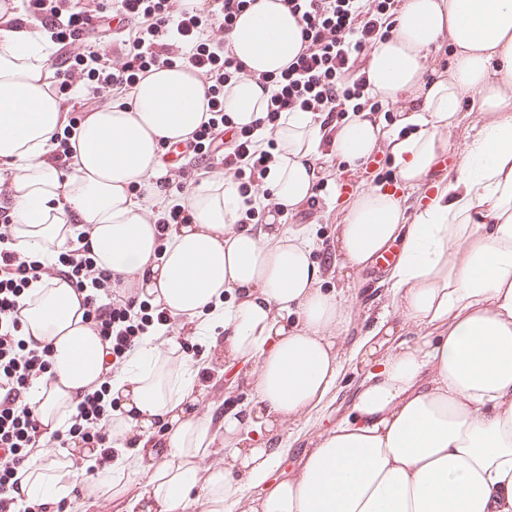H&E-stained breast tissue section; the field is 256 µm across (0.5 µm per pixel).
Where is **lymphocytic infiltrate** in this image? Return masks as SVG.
Returning <instances> with one entry per match:
<instances>
[{
	"label": "lymphocytic infiltrate",
	"instance_id": "lymphocytic-infiltrate-1",
	"mask_svg": "<svg viewBox=\"0 0 512 512\" xmlns=\"http://www.w3.org/2000/svg\"><path fill=\"white\" fill-rule=\"evenodd\" d=\"M255 0H22V11H0V33L31 22L49 33L57 49L83 42L82 52L55 69L51 81L91 92L94 105L108 93L131 95L152 68L179 64L208 86L209 117L187 138L191 162L167 169L159 190H184L207 175L237 186L245 206L243 223H262L280 212L276 200H261L260 189L277 161L263 134L274 130L283 112L312 113L322 128L335 130L345 113L372 107L367 86L368 52L394 26L402 0H282L302 21L301 46L278 73L249 75L229 50L230 35ZM137 21V28L111 40L114 17ZM268 88L270 97L259 126H235L224 110V95L245 77ZM12 193L0 182V512H14L24 464L48 456L55 444L29 406L32 387L50 368L46 349L28 343L21 311L33 283L66 280L83 290V322L100 336L108 359L100 385L84 394L70 420L68 436L97 449L94 469L112 468L109 389L136 353L142 337L192 336V323L173 316L163 303L137 300L133 285L112 278L86 249L93 225H80L57 256L35 259L11 237L14 217L4 202Z\"/></svg>",
	"mask_w": 512,
	"mask_h": 512
}]
</instances>
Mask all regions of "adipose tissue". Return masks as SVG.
<instances>
[{
  "mask_svg": "<svg viewBox=\"0 0 512 512\" xmlns=\"http://www.w3.org/2000/svg\"><path fill=\"white\" fill-rule=\"evenodd\" d=\"M300 32L282 0H256L238 18L230 50L252 72H278L298 52ZM447 38L449 75L430 77L427 55ZM50 63L36 31L14 30L0 44V163L12 174L13 238L51 258L76 225H93L97 264L173 315L203 319L211 362L253 364L239 382L254 398L248 417L225 413L223 460L197 467L212 442L197 415V370L182 337L161 347L144 337L110 389L119 407L109 431L125 456L91 478L71 464L74 454L94 455L91 447L29 460L19 485L26 505L49 512L61 501L118 499L130 492L128 471L148 470L134 492L138 512H185L194 501L204 512H512V103L502 92L512 83V0H406L366 74L385 103L409 96L393 126L378 113L352 112L325 139L311 113L293 111L273 133L279 155L268 183L293 212L316 193L320 157L353 167L385 148L400 186L411 188L435 171L466 93L488 116L414 216L394 189L374 186L356 193L337 225L333 266L345 280L397 248L386 276L392 305L349 349L371 367L349 413L275 483L285 422L318 412L341 386L338 331L353 324V308L322 287L307 228L285 227L271 213L256 227L240 223L242 200L222 180L192 188L184 201L191 223L159 248L143 203L157 194L164 148L206 117L200 79L165 65L133 97L90 113L72 134L79 163L64 173L44 161L64 128ZM266 99L243 79L224 109L237 125L252 124ZM134 185L143 201L133 200ZM229 292L232 304L222 305ZM82 313L81 294L65 280L33 285L21 311L26 340L50 350L51 369L30 395L48 434L99 383L102 344ZM408 324L436 334L404 341ZM250 487L260 495H247Z\"/></svg>",
  "mask_w": 512,
  "mask_h": 512,
  "instance_id": "ef3b65f1",
  "label": "adipose tissue"
}]
</instances>
